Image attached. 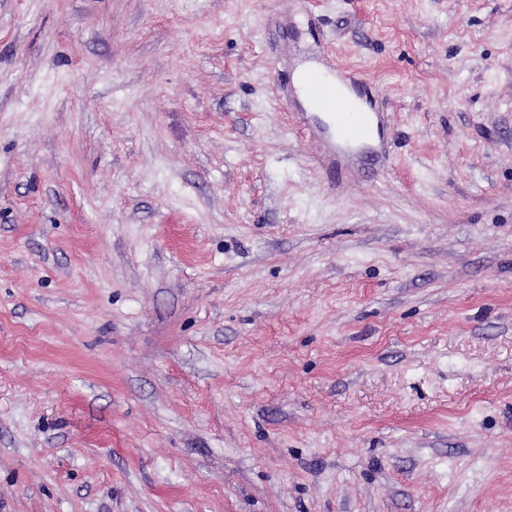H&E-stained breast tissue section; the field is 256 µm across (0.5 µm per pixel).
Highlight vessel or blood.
Returning a JSON list of instances; mask_svg holds the SVG:
<instances>
[{
	"instance_id": "obj_1",
	"label": "vessel or blood",
	"mask_w": 512,
	"mask_h": 512,
	"mask_svg": "<svg viewBox=\"0 0 512 512\" xmlns=\"http://www.w3.org/2000/svg\"><path fill=\"white\" fill-rule=\"evenodd\" d=\"M358 83L355 76L337 75L334 65L322 59L314 62L298 89L283 92L287 100L303 95L314 110L329 116L334 141L327 144L322 154L326 170L335 169L337 155L355 160L358 148L369 146L376 130L385 123L383 113L371 111L354 93Z\"/></svg>"
}]
</instances>
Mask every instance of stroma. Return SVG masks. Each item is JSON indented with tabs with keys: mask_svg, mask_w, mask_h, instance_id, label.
Instances as JSON below:
<instances>
[{
	"mask_svg": "<svg viewBox=\"0 0 512 512\" xmlns=\"http://www.w3.org/2000/svg\"><path fill=\"white\" fill-rule=\"evenodd\" d=\"M0 512H512V0H0ZM345 81L360 85L357 77L346 74L341 77L336 74L333 64L321 59L313 63L298 88H283L280 100L288 105V99H294L298 91L314 110L328 115V126L334 133L339 151L353 162L358 156L355 148L370 145L375 131L383 128L385 116L382 112H372V108L367 107ZM336 144L326 143L322 154V166L329 171L336 169Z\"/></svg>",
	"mask_w": 512,
	"mask_h": 512,
	"instance_id": "1",
	"label": "stroma"
}]
</instances>
